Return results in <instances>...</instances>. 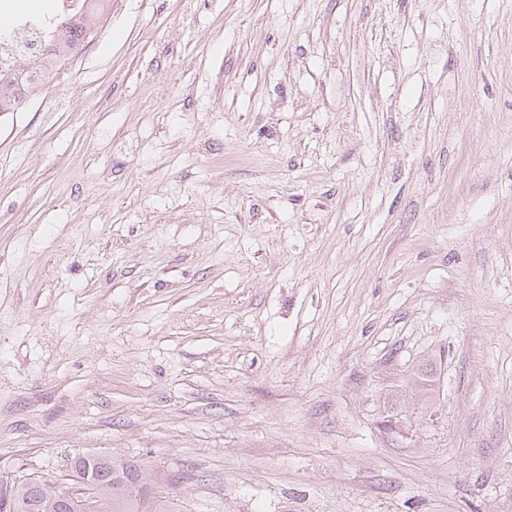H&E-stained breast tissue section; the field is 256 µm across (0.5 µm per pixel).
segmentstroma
<instances>
[{"instance_id":"1","label":"stroma","mask_w":512,"mask_h":512,"mask_svg":"<svg viewBox=\"0 0 512 512\" xmlns=\"http://www.w3.org/2000/svg\"><path fill=\"white\" fill-rule=\"evenodd\" d=\"M0 112V480L174 512H512V0H112ZM76 467V472L82 476L80 478L69 466L67 480L68 498L74 504H82L96 499L95 490L92 488V482L99 488V498L94 504L93 512H168L169 506L166 500L162 498H153L148 506L142 509L141 500L144 497L136 492L135 496L119 497L116 494V487L126 485L130 487L135 481L138 468L133 463H116L112 461V456L97 459H78L72 460ZM88 481H87V480Z\"/></svg>"}]
</instances>
